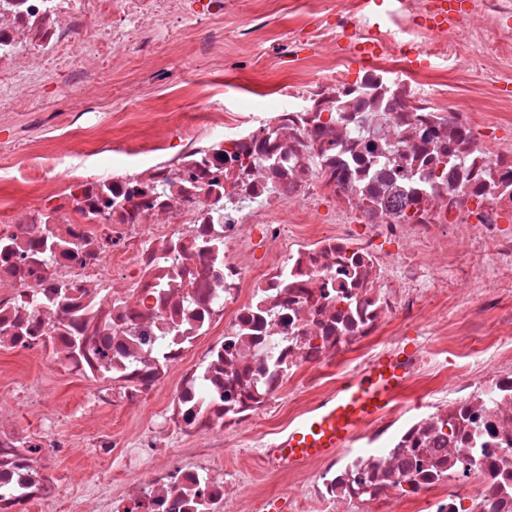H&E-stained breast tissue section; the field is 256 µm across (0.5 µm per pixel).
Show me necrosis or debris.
Wrapping results in <instances>:
<instances>
[{"mask_svg": "<svg viewBox=\"0 0 512 512\" xmlns=\"http://www.w3.org/2000/svg\"><path fill=\"white\" fill-rule=\"evenodd\" d=\"M243 0H0V112L47 110L53 77L79 107L64 137L25 145L29 192L0 193V352H29L88 382L80 417L94 469L66 481L47 455L81 445L48 391L14 378L0 395V512H250L224 457L273 463L284 404L312 411L348 367L420 341L406 382L431 400L394 401L351 445L289 467L310 482L290 512H512V123L452 106L429 80L472 47L475 70L512 55V0H468L425 31L429 0H398L393 28L353 0H310L283 34L289 80L258 87L272 112L207 106L158 124L149 98L96 121L104 69L169 84L183 43L224 62L216 18ZM269 30L255 9L235 39L250 68ZM372 42L352 66L323 53L346 33ZM329 76L308 78L311 60ZM454 299V319L437 307ZM143 412L125 432L95 410ZM40 416L30 432L20 409ZM123 465L121 478L113 461ZM83 489L72 503L67 487Z\"/></svg>", "mask_w": 512, "mask_h": 512, "instance_id": "4bbe7bcc", "label": "necrosis or debris"}]
</instances>
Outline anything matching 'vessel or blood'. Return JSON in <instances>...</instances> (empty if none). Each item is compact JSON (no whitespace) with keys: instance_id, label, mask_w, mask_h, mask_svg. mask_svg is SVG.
<instances>
[{"instance_id":"1","label":"vessel or blood","mask_w":512,"mask_h":512,"mask_svg":"<svg viewBox=\"0 0 512 512\" xmlns=\"http://www.w3.org/2000/svg\"><path fill=\"white\" fill-rule=\"evenodd\" d=\"M413 351L409 344L379 355L358 376L344 382L330 401L289 429L277 450L278 457L295 465L328 457L348 444L363 421L389 407L405 379L404 361Z\"/></svg>"}]
</instances>
